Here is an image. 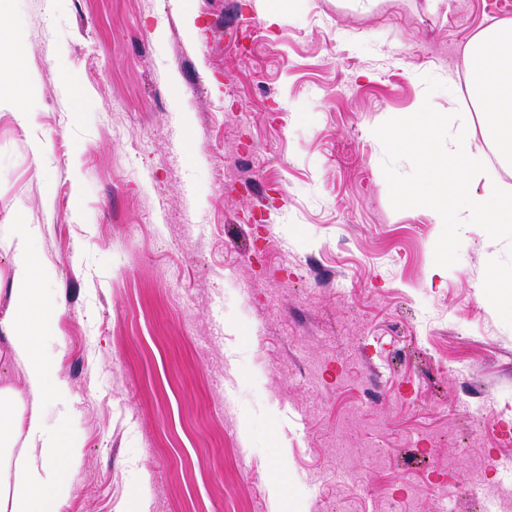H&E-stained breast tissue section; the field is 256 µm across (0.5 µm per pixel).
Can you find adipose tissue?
<instances>
[{"instance_id": "adipose-tissue-1", "label": "adipose tissue", "mask_w": 512, "mask_h": 512, "mask_svg": "<svg viewBox=\"0 0 512 512\" xmlns=\"http://www.w3.org/2000/svg\"><path fill=\"white\" fill-rule=\"evenodd\" d=\"M9 306L0 317L6 345L0 359L20 369L22 384L0 378V512H58L70 493L63 467L76 454L60 422L43 414L44 403L65 412L68 385L52 352L53 328L63 307L46 294L34 225L11 228ZM21 455H14L16 446Z\"/></svg>"}]
</instances>
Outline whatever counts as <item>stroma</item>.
Wrapping results in <instances>:
<instances>
[{
    "mask_svg": "<svg viewBox=\"0 0 512 512\" xmlns=\"http://www.w3.org/2000/svg\"><path fill=\"white\" fill-rule=\"evenodd\" d=\"M276 2L270 29L266 0H13L36 121L0 47V271L38 225L60 512H512V326L483 299L512 245L470 226L431 276L442 227L392 207L373 133L466 104L512 0Z\"/></svg>",
    "mask_w": 512,
    "mask_h": 512,
    "instance_id": "35a3bbf8",
    "label": "stroma"
}]
</instances>
